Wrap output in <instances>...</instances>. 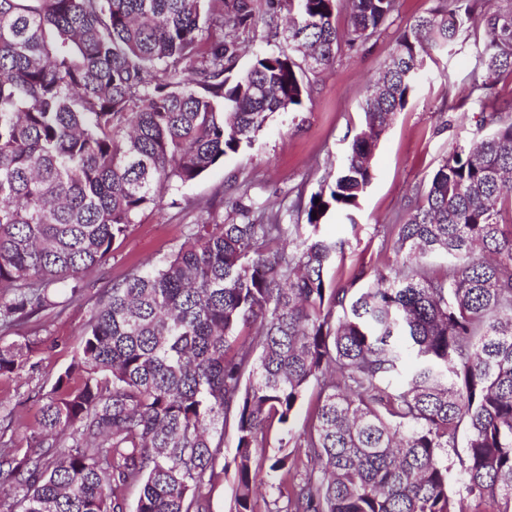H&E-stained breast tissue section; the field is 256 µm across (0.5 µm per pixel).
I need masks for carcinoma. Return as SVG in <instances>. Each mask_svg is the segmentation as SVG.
Here are the masks:
<instances>
[{
  "instance_id": "carcinoma-1",
  "label": "carcinoma",
  "mask_w": 512,
  "mask_h": 512,
  "mask_svg": "<svg viewBox=\"0 0 512 512\" xmlns=\"http://www.w3.org/2000/svg\"><path fill=\"white\" fill-rule=\"evenodd\" d=\"M338 2L288 0L287 49L230 77L251 0H0V324L72 300L142 210L300 106L301 66L332 67L395 4L345 0L341 33ZM448 2L398 39L305 223L238 200L112 284L27 446L0 448L4 512H211L230 467V512H258L264 485L267 512H460L459 497L512 512V104L416 192L394 273L332 285L348 240L320 235L331 211L351 218L426 59L481 27L475 102L512 74V0L480 17ZM26 356L1 343L0 374Z\"/></svg>"
}]
</instances>
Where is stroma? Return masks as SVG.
<instances>
[{"instance_id":"1","label":"stroma","mask_w":512,"mask_h":512,"mask_svg":"<svg viewBox=\"0 0 512 512\" xmlns=\"http://www.w3.org/2000/svg\"><path fill=\"white\" fill-rule=\"evenodd\" d=\"M255 22L241 31L243 50L233 63L240 72L256 52L278 53L282 40L267 25L266 0H253ZM436 0H397L395 11L367 40L342 46L330 70L308 77L300 107L275 114L238 154L222 158L201 177L170 190L159 204L145 208L125 236L117 239L105 263L87 277V286L63 307L41 311L0 334V340L31 346L21 368L0 375V407L34 422L43 394L73 361L80 334L99 299L145 261H161L199 224L232 213L240 193L257 206L288 210L297 193L311 195L335 174L353 135L364 121L369 83L389 61L400 35L429 12ZM484 36L462 33L448 54L428 61L427 74L396 113L376 151L374 179L355 212L359 226L343 260L328 272L332 283H347L353 271H389L396 267L387 227L400 223L416 190L424 188L448 152L485 136L476 115L480 107L469 96L476 56ZM459 105L449 111V102Z\"/></svg>"}]
</instances>
